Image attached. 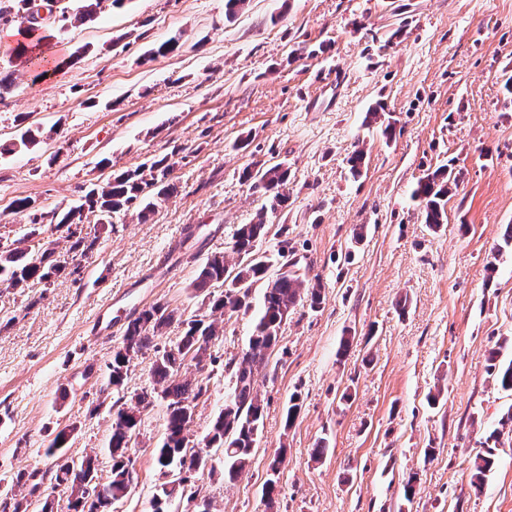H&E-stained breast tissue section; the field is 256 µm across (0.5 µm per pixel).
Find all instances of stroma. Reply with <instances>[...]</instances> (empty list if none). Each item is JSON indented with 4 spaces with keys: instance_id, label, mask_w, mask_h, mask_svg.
I'll list each match as a JSON object with an SVG mask.
<instances>
[{
    "instance_id": "obj_1",
    "label": "stroma",
    "mask_w": 512,
    "mask_h": 512,
    "mask_svg": "<svg viewBox=\"0 0 512 512\" xmlns=\"http://www.w3.org/2000/svg\"><path fill=\"white\" fill-rule=\"evenodd\" d=\"M40 34L43 53H85L46 70L35 54L14 59L13 32L0 29V67L15 78L0 100V140L24 124L43 133L38 147L0 160V246L25 229L14 199L63 212L112 172L156 155H172L179 193L144 221L130 212L104 226L86 215L82 233L96 245L83 257L44 225L76 273L44 292L0 285V495L17 473L50 467L44 450L68 425L70 454L93 456L98 482L109 480L112 416L89 406L122 334L89 348L84 337L96 315L156 302L205 313L191 281L208 256L228 253L264 202L244 167L272 159L290 177L288 205L270 228L287 226L323 303L289 310L255 373L264 416L246 473L225 481L222 453L209 452L206 467L188 474L199 498L211 512H266L262 488L282 447L278 512H512V434H501L482 488L470 484L473 456L512 407L487 361L493 349L512 358V250L500 246L512 224V104L503 94L512 0H246L230 20L224 0H128L93 24L63 30L52 21ZM173 36L174 53L143 61ZM379 105L393 136L364 122ZM358 148L366 165L355 179L348 159ZM447 162L460 181L435 231L411 192ZM359 224L367 232L355 245ZM252 327V314L225 318L213 347L219 364L188 370L209 384L191 448L203 449L232 387L225 364ZM347 331L355 339L340 361ZM293 397L300 408L289 424ZM164 432L159 401L142 415L135 480L112 512H152L165 481L154 463ZM321 441L328 451L316 461Z\"/></svg>"
}]
</instances>
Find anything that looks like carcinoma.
<instances>
[{
	"label": "carcinoma",
	"mask_w": 512,
	"mask_h": 512,
	"mask_svg": "<svg viewBox=\"0 0 512 512\" xmlns=\"http://www.w3.org/2000/svg\"><path fill=\"white\" fill-rule=\"evenodd\" d=\"M59 22L76 27L96 21L103 4L117 7L124 0H83V5L71 8L62 5L63 0H54ZM34 15L33 0H0V25L14 21V14ZM179 39L172 37L146 52L143 60L174 52ZM39 129L27 127L13 140L0 143V159L18 150H27L40 142ZM172 164L167 155L153 158L133 170L112 176V179L90 189L83 202L61 213L46 210L36 205L35 200L21 197L12 201L11 207L28 218V228L23 236L14 241V247L0 249V284L8 288L25 290L35 284L49 285L53 279L66 271V266L55 258V248L50 243H34L42 234V225L55 224L66 228V238L72 240L69 250L86 252L96 240L86 241L82 231L81 212L98 213L102 224L112 223V215L131 210L145 216L155 208V199L168 198L178 193V185L171 177ZM242 177L251 182V188L266 196L257 220L242 224L236 230L230 246L237 261L229 263L225 255L215 254L199 267L191 287L203 291L217 284L224 293L212 297L210 309L213 313L232 316L251 309V293L255 284L264 283L259 312L254 318L248 344L238 360L226 364L234 378L232 392L224 401L222 409L209 433L208 444L224 449V477L234 480L240 477L250 463L258 440L263 419V403L255 389V371L268 360L270 351L276 346L284 315L299 301L309 302L316 309L322 302L320 281H311L298 273L299 260L293 258L289 247L288 227L280 229L281 240L272 251L259 252L257 246L267 235V212H276L288 203L285 188L288 184V167L282 162H253L243 170ZM458 185V177L451 164H444L421 177L412 192L420 201L424 223L439 229L447 223L448 196ZM178 321L186 326L180 341L159 353L152 365L155 387L143 390L131 397L122 395L131 359L153 346L165 328ZM224 335V321L204 318L182 319V313L166 303H154L143 308L127 321L122 345L112 353L106 364L105 381L101 392L118 394V407L112 414L111 434L107 449L112 456V475L108 482H95V467L92 458L79 461L67 456L69 435L61 430L51 441L44 455L52 459L48 471L33 470L20 473L11 493L0 498V512H28V497L34 495L49 480L53 487H62L69 492L72 512H109L112 503L124 498L131 484L127 478L130 463V448L141 422V413L152 408L158 400L165 403L166 432L158 448L155 465L168 476L175 471L196 470L206 466L205 459L188 454V432L193 422L194 409L199 398L208 392V383L191 379L183 370L190 365L202 372L208 365L216 363L211 346ZM491 370L496 384L504 391L512 392V359H499V352H490ZM493 451L476 454L472 461L471 484L477 488L484 484L487 473L493 466ZM188 478L179 477L162 484L161 494L155 498V512H164L162 498H170L176 492H186ZM188 493V492H186ZM198 491L188 493L195 499Z\"/></svg>",
	"instance_id": "obj_1"
}]
</instances>
